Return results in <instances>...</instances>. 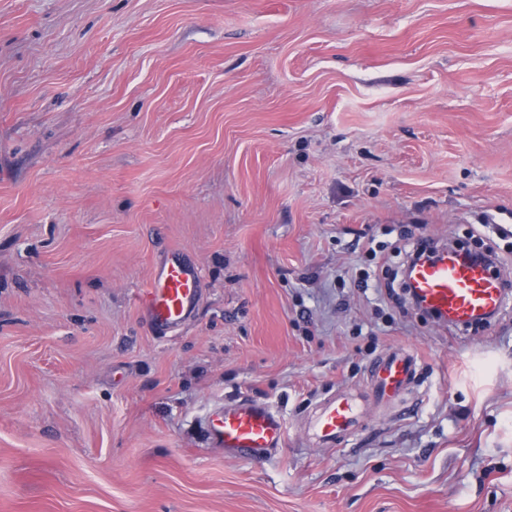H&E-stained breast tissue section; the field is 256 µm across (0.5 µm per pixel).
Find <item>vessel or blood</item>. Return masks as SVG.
<instances>
[{
    "instance_id": "b4317fda",
    "label": "vessel or blood",
    "mask_w": 512,
    "mask_h": 512,
    "mask_svg": "<svg viewBox=\"0 0 512 512\" xmlns=\"http://www.w3.org/2000/svg\"><path fill=\"white\" fill-rule=\"evenodd\" d=\"M409 281L411 294L421 308L454 327L493 318L512 291L494 274L492 262L463 261L456 248H431L424 259L412 263ZM201 296L197 265L173 249L139 293L138 303L148 326L165 334L193 318ZM370 372L374 399L392 400L414 383L416 359L410 351L394 348L379 356ZM363 414L364 404L358 396L340 392L329 397L311 420L317 442L327 448L340 445ZM202 426L209 443L236 460L262 461L286 441L281 417L255 400L217 407L204 418Z\"/></svg>"
}]
</instances>
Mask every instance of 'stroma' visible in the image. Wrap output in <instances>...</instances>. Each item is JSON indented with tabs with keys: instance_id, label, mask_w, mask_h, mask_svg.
<instances>
[{
	"instance_id": "1",
	"label": "stroma",
	"mask_w": 512,
	"mask_h": 512,
	"mask_svg": "<svg viewBox=\"0 0 512 512\" xmlns=\"http://www.w3.org/2000/svg\"><path fill=\"white\" fill-rule=\"evenodd\" d=\"M409 237L512 280V0H0V512H512V302L423 316ZM395 346L406 406L317 446ZM241 398L266 460L200 429ZM201 296L199 268L171 249L137 299L148 326L166 334L193 318ZM364 410L362 400L353 394L340 392L329 397L311 420L317 442L327 448L340 445L355 429ZM209 443L236 460L259 462L283 448L286 431L281 417L264 403L242 399L220 406L202 422Z\"/></svg>"
}]
</instances>
